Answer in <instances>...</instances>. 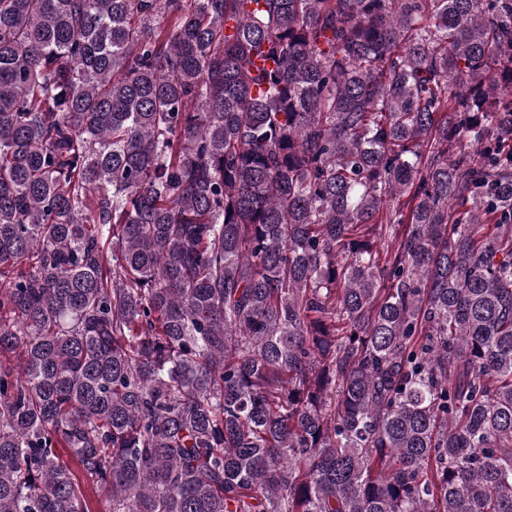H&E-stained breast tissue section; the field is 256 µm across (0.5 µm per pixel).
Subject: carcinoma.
Segmentation results:
<instances>
[{
  "label": "carcinoma",
  "mask_w": 512,
  "mask_h": 512,
  "mask_svg": "<svg viewBox=\"0 0 512 512\" xmlns=\"http://www.w3.org/2000/svg\"><path fill=\"white\" fill-rule=\"evenodd\" d=\"M512 512V0H0V512ZM77 482L87 495V505L90 512H110L111 501L104 490L96 488L80 470L73 466Z\"/></svg>",
  "instance_id": "cac0c4a2"
}]
</instances>
